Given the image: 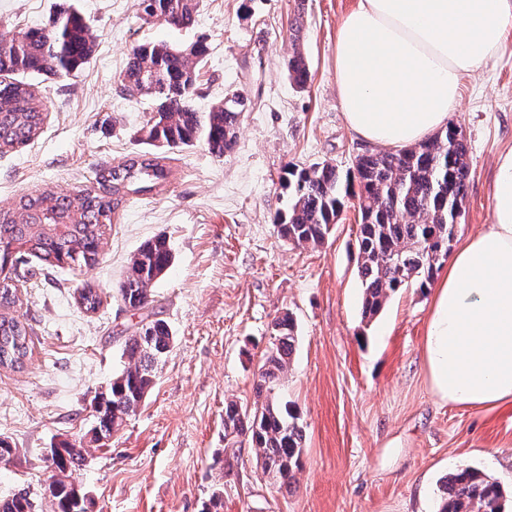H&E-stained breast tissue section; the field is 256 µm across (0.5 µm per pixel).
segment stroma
<instances>
[{
  "label": "stroma",
  "instance_id": "1",
  "mask_svg": "<svg viewBox=\"0 0 512 512\" xmlns=\"http://www.w3.org/2000/svg\"><path fill=\"white\" fill-rule=\"evenodd\" d=\"M357 2L203 0L192 25L178 29L141 20L137 0H0L2 25L43 26L74 7L96 34L94 55L74 76L34 79L47 120L38 138L0 154V208L24 194L94 188L98 169L148 152L141 129L152 101L121 85L136 44L204 41L195 107L208 110L230 90L251 101L230 153L201 144L168 152L165 191L117 198L97 264L33 259L15 278L14 314L32 329V355L22 370L0 369V439L18 450L0 462L1 499L24 487L52 512L56 472L44 456L70 442L86 450L69 480L88 493L89 512H438L445 477L464 468L497 482L512 512V403L466 409L432 391L423 363L432 289H401L362 318L356 198L346 197L321 246L279 234L287 166L327 161L345 171L367 149L345 123L333 70L337 30ZM506 44L463 78L449 118L470 158L459 242L491 223L495 158L512 149V27ZM296 46L310 70L303 90L286 75ZM159 236L174 260L149 312L174 342L136 413L97 442L91 403L123 369L124 338L140 320L118 288L132 255ZM85 283L103 291L97 312L77 300ZM285 311L296 341L277 397L304 441L291 486L279 487L248 447L225 475L224 406L253 407L271 323Z\"/></svg>",
  "mask_w": 512,
  "mask_h": 512
}]
</instances>
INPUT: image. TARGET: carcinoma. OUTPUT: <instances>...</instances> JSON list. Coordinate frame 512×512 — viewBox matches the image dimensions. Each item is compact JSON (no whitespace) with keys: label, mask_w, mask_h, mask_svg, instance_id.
Masks as SVG:
<instances>
[{"label":"carcinoma","mask_w":512,"mask_h":512,"mask_svg":"<svg viewBox=\"0 0 512 512\" xmlns=\"http://www.w3.org/2000/svg\"><path fill=\"white\" fill-rule=\"evenodd\" d=\"M201 0H138V11L167 13L171 25L187 27ZM300 22L292 28L288 80L303 89L309 81L305 58L297 47ZM96 40L88 19L75 9L56 13L44 28L18 35L0 32V152L22 148L43 131L46 105L28 78H67L91 58ZM207 46L196 41L176 46L166 42L134 46L122 83L153 100V115L142 128L146 144L173 150L204 144L217 157L237 142L239 120L250 100L237 90L207 111L194 107L198 76ZM164 157L148 153L100 168L97 191H44L24 194L13 207L0 209V270L12 251L36 257L49 267L91 266L98 260L112 226V197L163 189L169 170ZM469 156L462 131L450 123L425 141L403 149L365 151L352 168L341 172L329 162L310 167L290 165L283 180L288 210L279 215V232L295 246H319L335 223L353 187L361 216L358 275L363 286L362 315L373 318L391 294L402 288H426L455 238L468 195ZM172 261L166 239L143 244L131 257L119 294L125 305L142 310L152 302V287ZM87 311L102 304L101 292L80 289ZM19 298L16 289L0 287V368L21 369L32 355L30 327L11 314ZM296 321L285 312L272 323L273 342L263 356L256 383L257 401L250 410L231 401L224 408V453L240 455V437L248 438L264 474L291 485L300 464L303 428L298 417L269 396L287 372L293 354ZM173 341L167 324L151 320L124 340L127 356L112 379L107 398L95 404L96 427L109 437L134 413L153 387L157 366ZM85 460L84 450L66 445L47 460L57 471L49 486L53 512H88L77 500L67 472ZM440 512H502L500 485L466 469L449 475L443 484ZM0 512H38L24 490L0 500Z\"/></svg>","instance_id":"obj_1"}]
</instances>
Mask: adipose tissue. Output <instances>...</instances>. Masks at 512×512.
Instances as JSON below:
<instances>
[{
    "label": "adipose tissue",
    "instance_id": "obj_1",
    "mask_svg": "<svg viewBox=\"0 0 512 512\" xmlns=\"http://www.w3.org/2000/svg\"><path fill=\"white\" fill-rule=\"evenodd\" d=\"M512 0H358L336 33L334 75L348 129L381 148L448 124L461 79L506 48ZM493 222L434 284L424 363L435 394L483 409L512 402V150L497 158Z\"/></svg>",
    "mask_w": 512,
    "mask_h": 512
}]
</instances>
